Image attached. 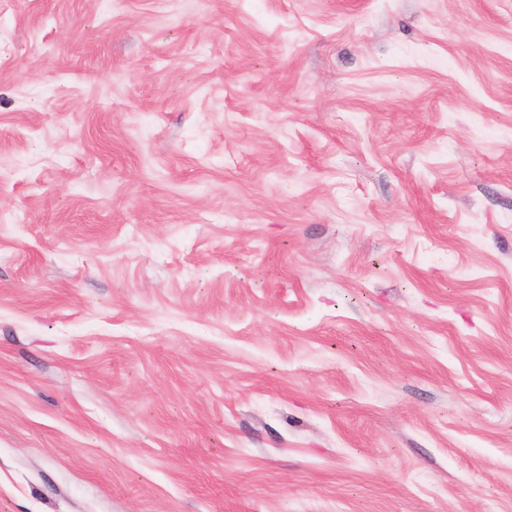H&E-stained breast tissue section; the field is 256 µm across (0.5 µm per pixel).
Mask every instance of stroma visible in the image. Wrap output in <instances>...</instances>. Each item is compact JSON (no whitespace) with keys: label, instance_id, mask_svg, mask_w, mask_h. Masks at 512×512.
Masks as SVG:
<instances>
[{"label":"stroma","instance_id":"stroma-1","mask_svg":"<svg viewBox=\"0 0 512 512\" xmlns=\"http://www.w3.org/2000/svg\"><path fill=\"white\" fill-rule=\"evenodd\" d=\"M512 0H0V512H512Z\"/></svg>","mask_w":512,"mask_h":512}]
</instances>
